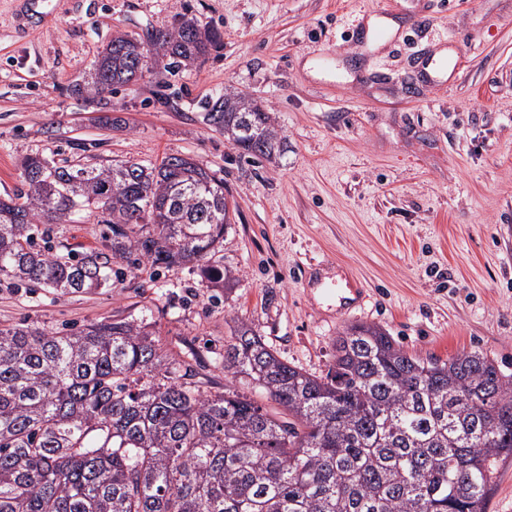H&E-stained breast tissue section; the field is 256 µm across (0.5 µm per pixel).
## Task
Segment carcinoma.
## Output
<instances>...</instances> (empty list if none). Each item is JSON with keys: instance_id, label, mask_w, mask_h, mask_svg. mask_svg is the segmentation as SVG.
<instances>
[{"instance_id": "1", "label": "carcinoma", "mask_w": 512, "mask_h": 512, "mask_svg": "<svg viewBox=\"0 0 512 512\" xmlns=\"http://www.w3.org/2000/svg\"><path fill=\"white\" fill-rule=\"evenodd\" d=\"M220 39L186 15L118 34L72 92H112L162 60L175 73ZM201 109L241 156L281 152L256 100L227 92ZM93 214L109 252L39 246L42 225ZM229 224L224 178L190 157L59 165L29 155L20 187L0 198V277L63 296L146 264L191 266L206 287H227L236 275L208 256ZM149 327L0 328V512H487L512 456V373L482 351L424 360L356 324L316 376L239 320L224 343V391L213 393Z\"/></svg>"}]
</instances>
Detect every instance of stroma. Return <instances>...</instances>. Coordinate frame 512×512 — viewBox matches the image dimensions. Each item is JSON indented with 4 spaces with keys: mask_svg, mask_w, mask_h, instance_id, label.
I'll list each match as a JSON object with an SVG mask.
<instances>
[{
    "mask_svg": "<svg viewBox=\"0 0 512 512\" xmlns=\"http://www.w3.org/2000/svg\"><path fill=\"white\" fill-rule=\"evenodd\" d=\"M395 7V32L352 38L359 12ZM217 28L205 61L116 92L72 94L113 35ZM240 92L272 113L286 149L259 164L198 107ZM120 119L112 128L111 119ZM220 172L232 222L199 271L143 266L109 288L60 296L0 282V328L55 331L144 318L166 349L224 388V341L247 320L277 355L319 375L345 326L375 324L442 360L480 350L512 372V0H0V197L28 155ZM90 217L51 245L103 247ZM357 287L347 311L326 284Z\"/></svg>",
    "mask_w": 512,
    "mask_h": 512,
    "instance_id": "stroma-1",
    "label": "stroma"
}]
</instances>
